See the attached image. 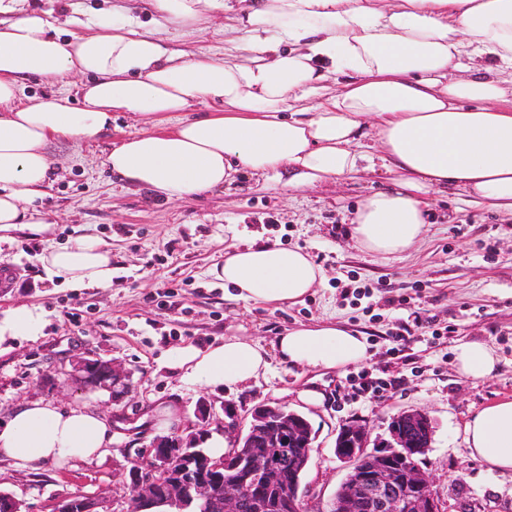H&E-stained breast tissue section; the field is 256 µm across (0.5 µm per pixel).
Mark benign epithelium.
<instances>
[{
  "label": "benign epithelium",
  "instance_id": "7a95c632",
  "mask_svg": "<svg viewBox=\"0 0 512 512\" xmlns=\"http://www.w3.org/2000/svg\"><path fill=\"white\" fill-rule=\"evenodd\" d=\"M69 376L86 390L106 389L112 401L121 402L134 391L128 375L112 363L99 358H81L72 363ZM406 419L432 437L425 414L402 412L393 418L391 440L368 448L369 432L362 425H347L341 437L353 439L348 448L336 449V456L350 463L342 499L319 506L302 486L288 494V512H443L439 491L417 461L419 449L410 448L407 434L399 421ZM298 419L282 411L253 415L251 434L259 435L263 448L245 456L235 450L241 437L235 417L224 423V435L233 448L219 457L205 451L189 452L179 428L154 438L145 449L137 450L131 460L135 473L127 507L119 512H147L151 504L164 501L176 512H242L246 497L260 485L272 484L283 470L299 472L305 457L290 455L296 444ZM410 451H405V448ZM234 473L224 478V471ZM53 512H100V503L91 496L75 495L56 500Z\"/></svg>",
  "mask_w": 512,
  "mask_h": 512
}]
</instances>
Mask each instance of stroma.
<instances>
[{
  "mask_svg": "<svg viewBox=\"0 0 512 512\" xmlns=\"http://www.w3.org/2000/svg\"><path fill=\"white\" fill-rule=\"evenodd\" d=\"M143 124L135 113L116 112L111 129L95 139L50 140L54 183L44 210L52 231L0 243V270L8 274L0 281V311L35 304L47 320L42 336L18 339L0 355V427L19 406L46 401L105 414L114 429L112 448L100 460L29 468L1 461L0 491L20 499L26 512H51L57 499L78 493L121 507L130 485L120 468L146 441L169 433L163 408L175 407L182 428L198 437L196 407L204 402L218 414L232 408L244 429L266 404L307 418L315 439L304 485L326 501L347 473L335 454L343 426H365L377 444L388 440L395 414L418 410L433 426L420 466L445 512H512V475L471 458L463 433L472 415L512 397V223L493 208L438 193L423 238L403 255L384 257L361 250L348 231L360 202L387 187L381 176L291 191L246 173L231 187L168 201L122 182L103 163L113 145ZM88 231L112 246L111 288L45 279L41 256ZM253 241L303 249L322 268V283L294 305L230 299L211 270L223 264L226 246ZM394 299L406 301V309H392ZM413 311L426 322L394 351L393 337ZM315 323H338L363 336L370 358L336 370L275 359L244 388L191 386L173 365L187 346L243 336L269 351L286 330ZM463 342L492 348L498 370L485 378L459 374L455 351ZM84 354L127 372L135 386L131 400L116 405L108 391L72 384L66 371ZM362 372L397 384L355 394L351 380ZM308 388L322 394L321 404L299 400Z\"/></svg>",
  "mask_w": 512,
  "mask_h": 512,
  "instance_id": "obj_1",
  "label": "stroma"
}]
</instances>
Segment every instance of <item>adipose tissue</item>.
<instances>
[{
	"label": "adipose tissue",
	"mask_w": 512,
	"mask_h": 512,
	"mask_svg": "<svg viewBox=\"0 0 512 512\" xmlns=\"http://www.w3.org/2000/svg\"><path fill=\"white\" fill-rule=\"evenodd\" d=\"M0 0V242L51 230L41 210L51 183L48 142L96 138L116 112L146 117L105 158L127 183L169 200L231 183L246 170L290 189L378 173L390 181L357 208L351 236L369 253L409 251L426 230L434 194L457 189L464 203L512 217V0H141L150 21L113 4L110 22L49 16ZM233 33L224 53L174 49L159 29L205 30L213 12ZM473 67L460 74L462 59ZM84 75L78 94L20 100L24 79ZM199 102L218 112L192 119ZM46 279L73 288L112 285V251L97 235L51 249ZM256 305L294 304L323 278L308 253L275 243L224 249L212 270ZM43 307L0 314V353L41 336ZM290 366L336 369L364 362L366 341L339 324L278 336ZM196 387L244 384L265 375L267 353L229 336L175 360ZM498 364L484 344L458 345L468 377ZM471 457L512 472V399L493 402L463 427ZM112 426L94 412L34 401L0 428V460L17 467L93 461L107 455Z\"/></svg>",
	"instance_id": "obj_1"
}]
</instances>
